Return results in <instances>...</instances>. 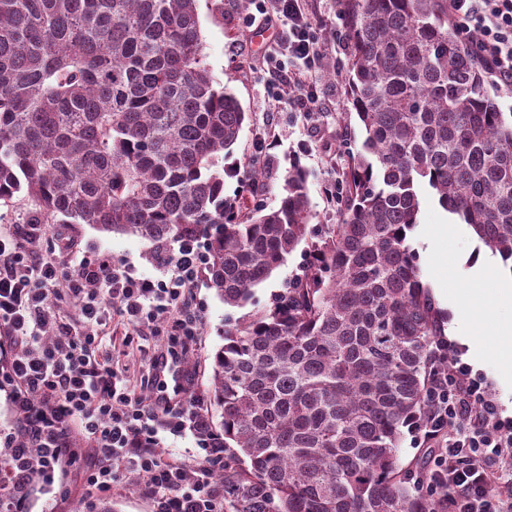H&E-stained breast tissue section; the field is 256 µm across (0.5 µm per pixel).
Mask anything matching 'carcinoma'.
I'll return each mask as SVG.
<instances>
[{"mask_svg": "<svg viewBox=\"0 0 512 512\" xmlns=\"http://www.w3.org/2000/svg\"><path fill=\"white\" fill-rule=\"evenodd\" d=\"M363 141L338 223L316 231L306 171L276 206L224 197L246 120L207 67L198 0H0V208L153 244L204 240L209 286L252 300L298 246L302 276L224 325L198 430L224 448L225 512H443L403 464L429 406L444 316L410 246L421 194L512 258V113L447 0H336ZM39 461L0 487L35 497Z\"/></svg>", "mask_w": 512, "mask_h": 512, "instance_id": "cac0c4a2", "label": "carcinoma"}]
</instances>
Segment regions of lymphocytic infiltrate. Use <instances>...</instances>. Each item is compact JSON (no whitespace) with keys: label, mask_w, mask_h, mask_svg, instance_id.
I'll use <instances>...</instances> for the list:
<instances>
[{"label":"lymphocytic infiltrate","mask_w":512,"mask_h":512,"mask_svg":"<svg viewBox=\"0 0 512 512\" xmlns=\"http://www.w3.org/2000/svg\"><path fill=\"white\" fill-rule=\"evenodd\" d=\"M305 0H252L269 28L282 34L285 62L269 72L268 87L299 88L294 107L321 111L313 78L323 59L321 40ZM448 17L463 43L492 81L512 88V0H447ZM45 224L20 232L0 231V354L8 360L0 387L9 391L18 436L39 449L46 471L60 463L86 461L84 488L107 494L120 473L131 470L153 512H224V487L214 478L224 451L199 437L190 458L162 447V433L178 435L200 417L198 400L183 383L185 354L199 336L203 310L192 287L205 255L196 239L161 248L159 277H138L108 254L53 258L40 243ZM73 303L57 314L56 306ZM126 329L125 343L144 331L163 337L165 348L151 361L145 395H137L99 347L112 321ZM448 366L434 379L433 403L421 423L426 436L447 444L429 471V482L450 487L444 512H512V420H503L481 380L436 345ZM89 440L74 447L72 437Z\"/></svg>","instance_id":"lymphocytic-infiltrate-1"}]
</instances>
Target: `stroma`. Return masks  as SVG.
I'll return each mask as SVG.
<instances>
[{
	"instance_id": "1",
	"label": "stroma",
	"mask_w": 512,
	"mask_h": 512,
	"mask_svg": "<svg viewBox=\"0 0 512 512\" xmlns=\"http://www.w3.org/2000/svg\"><path fill=\"white\" fill-rule=\"evenodd\" d=\"M311 20L317 26L323 57L335 73L319 76L317 91L326 100L321 112H299L291 104L296 91L285 88L280 99L265 96V80L272 65L274 39H259V26L249 24L254 11L251 0H224L223 10H215L211 0H199L198 10L205 44L206 63L215 77L239 99L247 114L237 145L224 164L231 175L224 178V194H241L253 172H261L263 190L257 201L275 206L282 194L284 177L293 161L307 171L312 222L314 225L338 221L339 205L326 192L338 188L347 167L348 154L359 148L362 135L355 113L345 100V73L349 54L344 25L336 0H308ZM451 227L448 238L435 236V227ZM54 238L45 250L63 253L77 248L87 255L109 253L112 258L133 267L137 274L157 276L155 247L136 236L104 233L87 224H56ZM424 282L438 306L447 312L448 323L456 330L450 343L473 375L491 389L502 417L512 420V359L500 352L491 337L477 332L474 318L492 323L512 322V305L496 303L493 290L496 272L483 279L472 275L469 255L482 245L473 230L452 218L430 194L421 197L419 222L410 239ZM194 294L206 310L200 336L191 348V361L185 372L191 390L206 395L210 387V355L222 345L226 319H241L245 311L230 308L198 280ZM44 494L28 503L26 512H89L96 498L85 494L78 467L55 472ZM65 480L71 493L57 494L58 480Z\"/></svg>"
}]
</instances>
